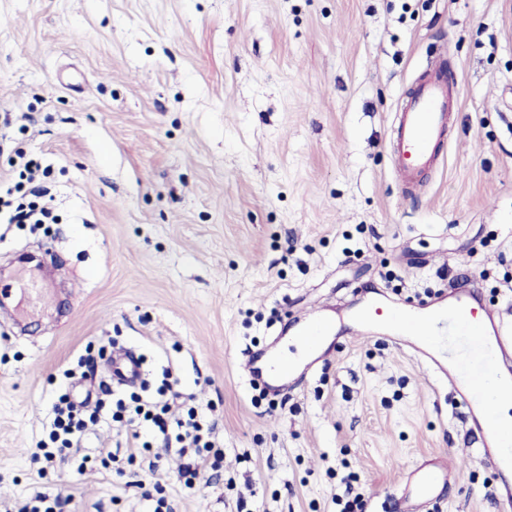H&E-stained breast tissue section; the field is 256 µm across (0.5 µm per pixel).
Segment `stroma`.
I'll use <instances>...</instances> for the list:
<instances>
[{
	"label": "stroma",
	"mask_w": 512,
	"mask_h": 512,
	"mask_svg": "<svg viewBox=\"0 0 512 512\" xmlns=\"http://www.w3.org/2000/svg\"><path fill=\"white\" fill-rule=\"evenodd\" d=\"M458 87L444 159L406 196L390 150L419 71ZM0 182L16 150L58 218L0 224V512H404L428 456L454 480L429 512H499L482 437L447 380L362 336L372 304L419 313L478 286L512 323V0H0ZM319 362L261 395L246 363L307 314ZM142 384L117 385L115 351ZM197 408L222 469L194 489L149 426L117 422L40 475L62 394ZM115 462L102 464L105 453ZM156 470H149L150 462Z\"/></svg>",
	"instance_id": "35a3bbf8"
}]
</instances>
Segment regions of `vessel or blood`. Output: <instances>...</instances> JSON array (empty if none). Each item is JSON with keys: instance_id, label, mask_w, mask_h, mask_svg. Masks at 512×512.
Here are the masks:
<instances>
[{"instance_id": "vessel-or-blood-1", "label": "vessel or blood", "mask_w": 512, "mask_h": 512, "mask_svg": "<svg viewBox=\"0 0 512 512\" xmlns=\"http://www.w3.org/2000/svg\"><path fill=\"white\" fill-rule=\"evenodd\" d=\"M457 97V88L449 83L440 59L429 64L412 83L396 114L390 141L393 172L403 186H422L427 173L439 163L440 147L448 134ZM468 311V300L462 295L446 314L411 318L400 309L384 314L370 307L359 313L358 322L365 328L384 315L412 336L410 348L414 355L436 372L447 375L471 417L480 418L484 457L500 472H512V444L504 442L503 428L483 395L485 383L512 381L507 372L512 366V333L496 323H472ZM334 330L332 319L321 316L305 324L296 339L313 350ZM140 374L138 363L126 356H117L112 363V380L117 384L137 379ZM452 479L447 464L437 458L411 469L406 476L409 512H423Z\"/></svg>"}]
</instances>
